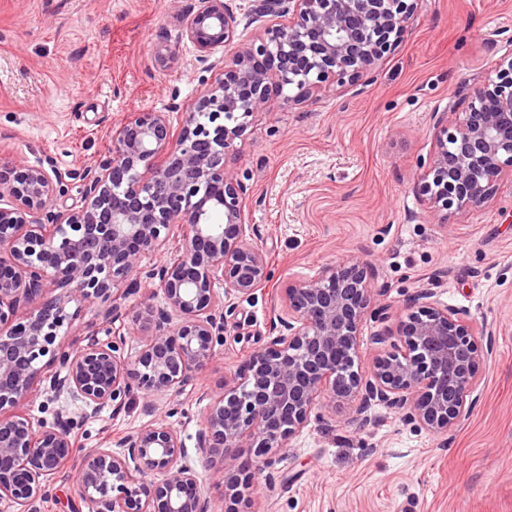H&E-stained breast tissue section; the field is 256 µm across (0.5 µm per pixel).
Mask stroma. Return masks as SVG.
Segmentation results:
<instances>
[{
	"mask_svg": "<svg viewBox=\"0 0 512 512\" xmlns=\"http://www.w3.org/2000/svg\"><path fill=\"white\" fill-rule=\"evenodd\" d=\"M193 0H0V163L48 162L81 202L78 174L111 146L131 114H170L179 128L200 75L179 33ZM408 37L355 85L296 106L271 98L229 163L253 190L249 221L267 252L270 280L240 299L215 362L159 414L198 465L202 392L269 340L272 308L288 282L358 258L383 288L388 323L432 289L493 332L470 411L448 435L376 407L369 423L349 407H317L273 458L272 489L243 492L238 512H512V176L484 207L432 216L416 179L434 149V116L449 111L512 55V0H420ZM64 339L105 328L101 303L73 301ZM140 393L119 412L75 427L73 451L119 442L149 423ZM75 466L48 481L37 512L78 505Z\"/></svg>",
	"mask_w": 512,
	"mask_h": 512,
	"instance_id": "stroma-1",
	"label": "stroma"
}]
</instances>
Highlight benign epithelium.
Returning <instances> with one entry per match:
<instances>
[{
    "label": "benign epithelium",
    "mask_w": 512,
    "mask_h": 512,
    "mask_svg": "<svg viewBox=\"0 0 512 512\" xmlns=\"http://www.w3.org/2000/svg\"><path fill=\"white\" fill-rule=\"evenodd\" d=\"M195 2L180 37L198 51L204 75L178 136L166 112L125 119L108 154L80 175L78 208L59 205L66 184L43 166L0 165V501L23 510L47 496V479L71 459L74 415L116 410L134 390L152 412L156 396L181 394L224 344L233 299L270 278L259 230L246 223L251 188L227 163L250 118L273 94L291 106L368 77L407 36L419 0H258L253 14L263 23L246 42L226 0ZM464 104L435 121L434 151L418 175L419 195L440 218L483 206L512 174V56ZM176 225L185 229L178 253L146 274L162 301L139 308L137 321L150 328L140 348L124 355L126 334L111 308L104 337L61 341L73 320L69 301L111 303L137 290L143 259L165 249ZM380 296L358 258L288 283L268 342L219 392L202 394L197 451L205 468L218 456L228 462L224 512H236L239 488L260 487L324 397L351 405L357 421L384 406L434 435L467 414L490 351L487 326L425 289L376 337H390V347L365 370L362 329L384 321ZM48 367L46 403L64 405L35 422L19 408ZM245 439L253 451L242 460L235 449ZM118 447L80 460V500L91 512H215L211 487L185 461L171 424L156 419Z\"/></svg>",
    "instance_id": "7a95c632"
}]
</instances>
